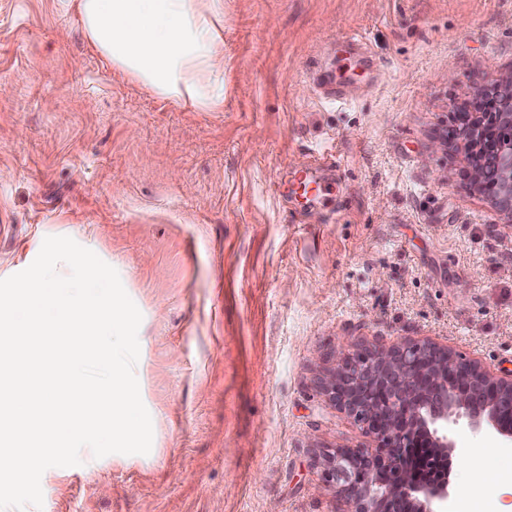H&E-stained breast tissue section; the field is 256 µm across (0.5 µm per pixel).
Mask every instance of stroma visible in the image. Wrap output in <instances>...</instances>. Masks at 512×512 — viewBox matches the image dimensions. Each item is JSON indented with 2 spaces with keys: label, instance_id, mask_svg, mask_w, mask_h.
<instances>
[{
  "label": "stroma",
  "instance_id": "obj_1",
  "mask_svg": "<svg viewBox=\"0 0 512 512\" xmlns=\"http://www.w3.org/2000/svg\"><path fill=\"white\" fill-rule=\"evenodd\" d=\"M508 69L512 0H224V107L196 112L66 0H0V268L49 236L112 264L153 424L133 462L46 470L25 512H336L321 451L373 442L324 389L341 351L426 338L512 370V235L438 143ZM325 147L331 193L292 194ZM448 437L445 512L512 503V445Z\"/></svg>",
  "mask_w": 512,
  "mask_h": 512
}]
</instances>
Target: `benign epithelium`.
Instances as JSON below:
<instances>
[{"label":"benign epithelium","instance_id":"obj_1","mask_svg":"<svg viewBox=\"0 0 512 512\" xmlns=\"http://www.w3.org/2000/svg\"><path fill=\"white\" fill-rule=\"evenodd\" d=\"M481 96L499 100L502 110L459 113L453 138L467 152L475 189L508 217L504 228L512 234V141L485 143L512 127V70ZM325 389L375 442L320 456L325 479L349 512H436L448 499V483L419 481L412 459L419 448L448 454L450 423L464 418L475 430L489 427L512 441V374L494 376L427 340L342 352Z\"/></svg>","mask_w":512,"mask_h":512}]
</instances>
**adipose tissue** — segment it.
Instances as JSON below:
<instances>
[{
  "label": "adipose tissue",
  "instance_id": "obj_1",
  "mask_svg": "<svg viewBox=\"0 0 512 512\" xmlns=\"http://www.w3.org/2000/svg\"><path fill=\"white\" fill-rule=\"evenodd\" d=\"M89 44L155 93L199 112L224 104L223 0H74Z\"/></svg>",
  "mask_w": 512,
  "mask_h": 512
}]
</instances>
